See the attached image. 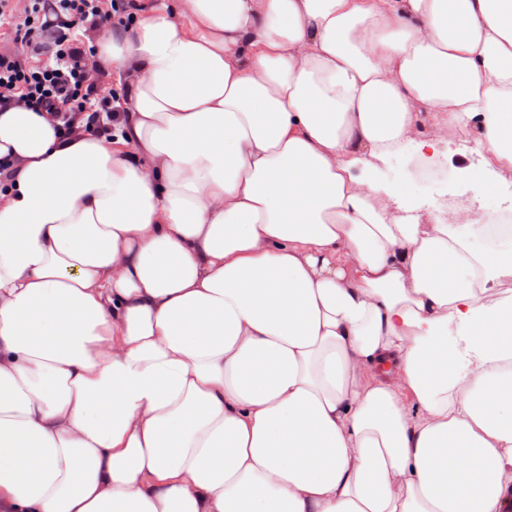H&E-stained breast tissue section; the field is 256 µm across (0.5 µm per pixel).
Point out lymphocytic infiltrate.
Masks as SVG:
<instances>
[{
    "mask_svg": "<svg viewBox=\"0 0 512 512\" xmlns=\"http://www.w3.org/2000/svg\"><path fill=\"white\" fill-rule=\"evenodd\" d=\"M64 12L79 19H109L102 0H33L23 20L22 43L28 57L49 55L43 66L28 64V58L0 55V102L19 101L29 109L50 115L61 137L72 134L76 124L97 136L112 134L109 98H95V86L88 81L90 58L75 47L59 29L56 19Z\"/></svg>",
    "mask_w": 512,
    "mask_h": 512,
    "instance_id": "lymphocytic-infiltrate-1",
    "label": "lymphocytic infiltrate"
}]
</instances>
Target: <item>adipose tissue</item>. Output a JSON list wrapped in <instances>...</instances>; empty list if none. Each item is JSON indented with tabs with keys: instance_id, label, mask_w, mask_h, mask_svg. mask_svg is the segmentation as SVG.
<instances>
[{
	"instance_id": "ef3b65f1",
	"label": "adipose tissue",
	"mask_w": 512,
	"mask_h": 512,
	"mask_svg": "<svg viewBox=\"0 0 512 512\" xmlns=\"http://www.w3.org/2000/svg\"><path fill=\"white\" fill-rule=\"evenodd\" d=\"M111 137L0 108V512H512V0H150ZM479 157L474 152L464 160L459 154H448V159L437 164V167L446 175L444 180L422 182L418 179L420 167L415 156L406 155L393 159L389 164L381 166L379 176L394 184H401L411 195L418 198L425 205L442 203L448 211V201H456L461 208L478 207L479 203L473 198L468 183L460 175V168L473 162L477 164ZM454 211H448V217H452Z\"/></svg>"
}]
</instances>
